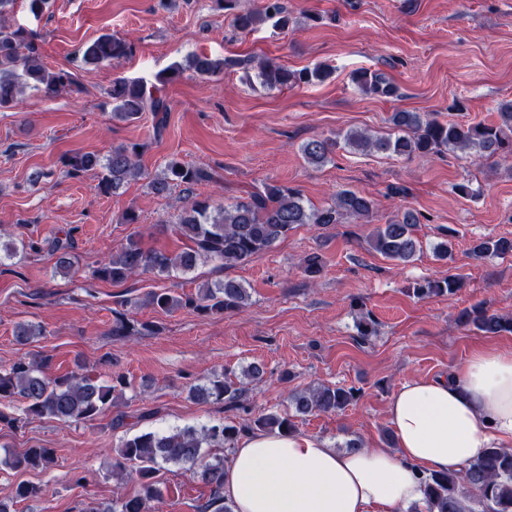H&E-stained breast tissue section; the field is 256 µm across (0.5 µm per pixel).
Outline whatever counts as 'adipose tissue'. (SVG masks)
I'll return each instance as SVG.
<instances>
[{"label":"adipose tissue","mask_w":512,"mask_h":512,"mask_svg":"<svg viewBox=\"0 0 512 512\" xmlns=\"http://www.w3.org/2000/svg\"><path fill=\"white\" fill-rule=\"evenodd\" d=\"M396 451L341 453L317 438L248 432L224 473L234 512H404L422 479L512 446V351H475L439 379L402 384L387 405Z\"/></svg>","instance_id":"adipose-tissue-1"}]
</instances>
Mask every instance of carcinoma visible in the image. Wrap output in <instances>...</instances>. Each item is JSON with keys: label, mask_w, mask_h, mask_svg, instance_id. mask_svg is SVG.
Segmentation results:
<instances>
[{"label": "carcinoma", "mask_w": 512, "mask_h": 512, "mask_svg": "<svg viewBox=\"0 0 512 512\" xmlns=\"http://www.w3.org/2000/svg\"><path fill=\"white\" fill-rule=\"evenodd\" d=\"M16 0H0V110L15 104L17 97L31 89L47 95L77 92L80 83L76 73L46 67L39 56L33 34L8 21ZM286 29L294 24L283 0H264L263 5L234 15V27L241 32H253L267 22ZM132 52L125 40L103 33L80 50L85 67H98ZM200 76H210L228 69L256 71L261 83L268 88H288L321 82L329 76L321 67L292 70L261 57L246 59L224 57L213 59L194 54L186 63H175L156 76L149 86L139 80L119 78L112 83V118L132 121L143 112H151L155 129L161 131L169 112L162 87L176 81L185 68ZM356 82L366 93L392 97L395 87L381 73L361 71ZM496 123H466L442 121L431 114L396 111L389 122L393 131L370 135L349 130L343 135L346 145L361 153L392 154L406 159L459 151L474 158H512V100L501 104ZM336 141L328 138L311 139L300 150L307 162L322 165L330 160ZM139 144L117 146L101 158L90 152L64 155L61 164L66 174L77 178L87 172H97L96 189L103 195H115L128 180L141 174ZM214 179L213 171L203 165H192L173 157L166 161L161 175L149 183L156 195L181 186L186 203L166 231L184 243L180 252L172 253L161 247L146 248L141 240L130 239L95 271L96 278L113 283L123 282L140 274L151 273L168 278L174 272L190 273L199 264L214 262L225 268L242 264L268 249L299 225L327 226L340 224L346 218L364 220L374 210V201L358 192L345 189L338 192L332 204L316 208L304 201L299 190L281 184L266 183L260 189L247 192L236 202L216 206L208 197L194 194V188ZM418 215L412 211L400 219L379 226L370 238V246L387 259L411 261L421 245L414 234ZM71 235L50 242L57 255L56 269L69 272L72 268ZM477 259L512 257V237L501 236L481 240L471 248ZM323 258L310 252L303 258V269L310 278L320 275ZM460 279L427 278L415 283L412 294L417 298L444 296L455 293ZM164 311L189 309L199 314L221 315L241 311L250 303V293L240 282L227 278L203 282L191 295L177 294L168 288L150 291L144 301H128L132 307L140 304ZM459 322L485 334L512 332V316L495 313L483 305L463 310ZM377 321L370 314L356 320L357 336L367 340L377 334ZM158 331V326L140 323L126 314H119L113 332L117 336H141ZM43 329L38 325L20 324L15 338L28 344ZM52 357L34 354L23 357L8 368L0 369V425L15 427L32 418H51L63 424L93 421L125 397L130 383L122 376L102 381L92 373H65L53 379L45 375ZM246 394L243 382H235L225 373L214 374L203 385L188 390V396L198 404L222 402L228 410H245ZM357 396V390L343 386L319 384L288 397L284 413H267L236 425L220 422L194 428L169 431H145L121 441L117 448L115 468L137 486L129 496H120L96 512H148L149 503L162 497L158 474L163 465H182L193 477L210 487L211 495L202 512H233L224 500V463L228 456L210 455L208 448L230 452L245 429L265 433H292L296 419L314 413L332 414L344 410ZM55 461L52 448H27L10 454L0 463L15 471L47 469ZM39 486L20 482L11 498L0 499V512H16V504L37 498ZM425 512H512V448L493 445L463 470L431 474L425 478Z\"/></svg>", "instance_id": "1"}]
</instances>
